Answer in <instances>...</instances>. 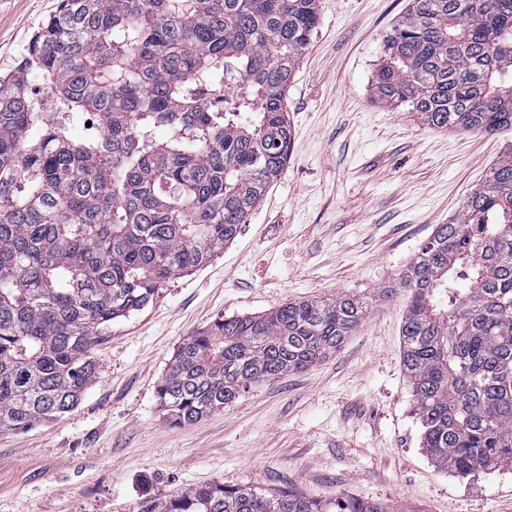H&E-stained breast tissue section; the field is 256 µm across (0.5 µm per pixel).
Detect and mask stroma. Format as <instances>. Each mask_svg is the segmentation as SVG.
Wrapping results in <instances>:
<instances>
[{"label": "stroma", "instance_id": "35a3bbf8", "mask_svg": "<svg viewBox=\"0 0 512 512\" xmlns=\"http://www.w3.org/2000/svg\"><path fill=\"white\" fill-rule=\"evenodd\" d=\"M60 3L0 0V72ZM407 4L319 0L288 86L294 139L281 176L221 254L105 330L99 378L77 407L0 432V512H139L210 483L392 512H512V470L461 477L431 462L402 364L408 295L395 282L508 141L374 99ZM340 293L372 312L335 353L192 425L165 423L156 386L185 338L221 316Z\"/></svg>", "mask_w": 512, "mask_h": 512}]
</instances>
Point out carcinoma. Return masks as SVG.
Returning <instances> with one entry per match:
<instances>
[{
    "mask_svg": "<svg viewBox=\"0 0 512 512\" xmlns=\"http://www.w3.org/2000/svg\"><path fill=\"white\" fill-rule=\"evenodd\" d=\"M318 0H64L0 76V431L76 407L97 336L234 241L281 175L288 83ZM55 109L27 93L29 76ZM230 82L210 108L206 96ZM373 97L430 125L512 132V0H412ZM92 115L96 136L73 131ZM165 131L162 136L158 130ZM397 286L402 363L433 464L512 470V148L437 226ZM350 294L219 317L157 384L171 426L333 354L364 322ZM339 512H390L350 500ZM141 512H332L292 492L200 486Z\"/></svg>",
    "mask_w": 512,
    "mask_h": 512,
    "instance_id": "obj_1",
    "label": "carcinoma"
}]
</instances>
